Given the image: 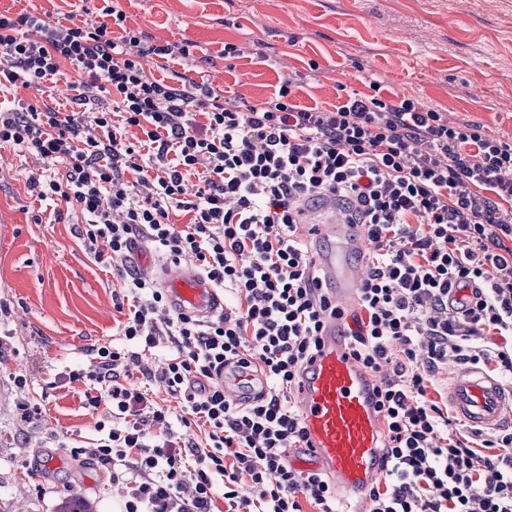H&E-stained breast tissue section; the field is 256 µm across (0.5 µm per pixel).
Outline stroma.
I'll return each instance as SVG.
<instances>
[{"label":"stroma","instance_id":"stroma-1","mask_svg":"<svg viewBox=\"0 0 512 512\" xmlns=\"http://www.w3.org/2000/svg\"><path fill=\"white\" fill-rule=\"evenodd\" d=\"M126 26L160 40L190 41L192 60L150 62L156 78L172 73L208 83L227 97L258 105L285 79L305 81L292 96L306 107L333 108L378 79L387 100L409 98L456 125L479 124L512 144V0H117ZM240 53L224 59L225 43ZM27 160L0 151V512H57L73 495L92 512H121L128 488L67 445L94 437L103 410L87 387L69 381L89 350L119 343L125 316L123 278L89 254L76 236L83 216L36 222L41 205L24 183ZM28 377L17 389L11 371ZM40 403L20 422L16 405ZM44 495H37L35 485Z\"/></svg>","mask_w":512,"mask_h":512}]
</instances>
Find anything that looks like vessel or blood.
Returning <instances> with one entry per match:
<instances>
[{"label": "vessel or blood", "instance_id": "1", "mask_svg": "<svg viewBox=\"0 0 512 512\" xmlns=\"http://www.w3.org/2000/svg\"><path fill=\"white\" fill-rule=\"evenodd\" d=\"M319 229L325 239L336 243L335 248L318 252L314 262L322 270L324 285L340 314L328 319L319 352L297 395L307 434L297 461L324 473L346 497L368 491L381 461V428L374 394L378 380L351 355L346 336V325L365 278L364 266L353 262L351 254L365 242L357 234L343 233L341 223L330 214L325 215ZM158 278L176 312L207 320L224 308L215 286L194 264L166 265ZM265 387L260 372L224 371V395L232 401H243ZM448 401L457 415L481 429L512 421V388L473 367L454 368Z\"/></svg>", "mask_w": 512, "mask_h": 512}]
</instances>
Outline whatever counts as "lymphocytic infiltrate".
<instances>
[{"mask_svg":"<svg viewBox=\"0 0 512 512\" xmlns=\"http://www.w3.org/2000/svg\"><path fill=\"white\" fill-rule=\"evenodd\" d=\"M102 13L96 26H49L30 10L0 12V145L34 161L26 187L55 221L62 205L79 207L96 260L125 264L144 238L167 261L194 257L231 301L203 323L172 314L156 280L127 273L125 346L92 347L89 366L69 374L92 384L87 404L112 424L72 454L125 471L123 512H213L219 483L224 512H302L304 499L335 512L325 476L287 461L306 439L292 403L301 372L337 312L297 231L306 204L331 198L373 246L348 331L352 356L378 379L382 465L369 512H512V428L448 433L450 406L428 394L450 359L512 377V145L388 101L375 81L329 110L292 103L295 77L245 108L182 74L148 73L149 61L189 59L192 42L117 37L125 14ZM49 82L73 90L74 110L17 94ZM175 211L191 215L185 228ZM467 287L468 304L451 310L452 290ZM487 331L498 341H483ZM163 342L164 367L141 373L179 399L183 426H206L204 442L183 440L167 407L121 379L127 358ZM229 365L260 370L266 391L227 400ZM246 482L256 498L240 496Z\"/></svg>","mask_w":512,"mask_h":512,"instance_id":"lymphocytic-infiltrate-1","label":"lymphocytic infiltrate"}]
</instances>
